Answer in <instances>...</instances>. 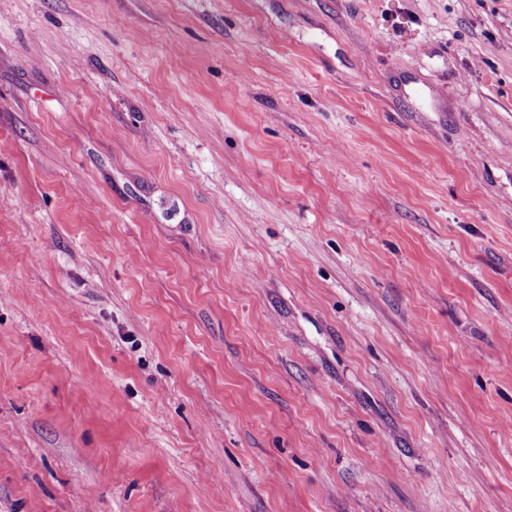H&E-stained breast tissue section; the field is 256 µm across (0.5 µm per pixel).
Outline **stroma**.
<instances>
[{"mask_svg":"<svg viewBox=\"0 0 512 512\" xmlns=\"http://www.w3.org/2000/svg\"><path fill=\"white\" fill-rule=\"evenodd\" d=\"M0 512H512V0H0Z\"/></svg>","mask_w":512,"mask_h":512,"instance_id":"1","label":"stroma"}]
</instances>
